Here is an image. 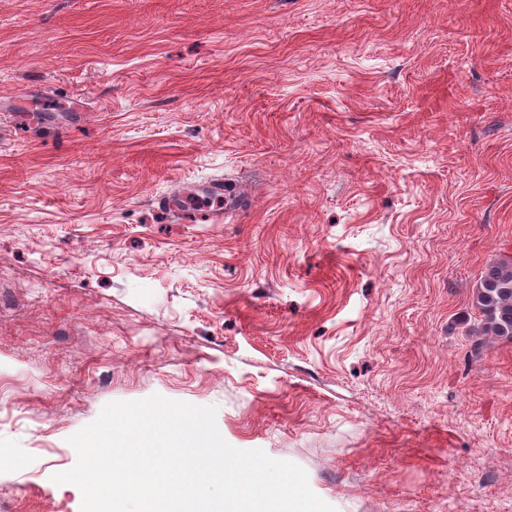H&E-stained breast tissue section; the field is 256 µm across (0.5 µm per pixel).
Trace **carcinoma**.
<instances>
[{"instance_id": "obj_1", "label": "carcinoma", "mask_w": 512, "mask_h": 512, "mask_svg": "<svg viewBox=\"0 0 512 512\" xmlns=\"http://www.w3.org/2000/svg\"><path fill=\"white\" fill-rule=\"evenodd\" d=\"M472 308L477 314L470 329L476 336L472 356H481L484 336L512 344V258L484 268L473 291Z\"/></svg>"}]
</instances>
